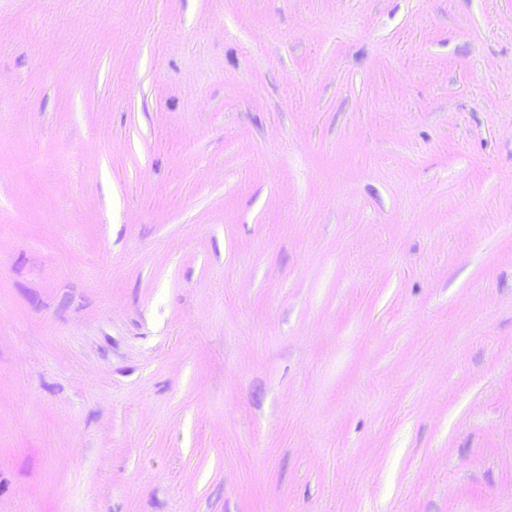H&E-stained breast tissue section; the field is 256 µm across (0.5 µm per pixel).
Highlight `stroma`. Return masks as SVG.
Returning a JSON list of instances; mask_svg holds the SVG:
<instances>
[{"label":"stroma","instance_id":"obj_1","mask_svg":"<svg viewBox=\"0 0 512 512\" xmlns=\"http://www.w3.org/2000/svg\"><path fill=\"white\" fill-rule=\"evenodd\" d=\"M0 512H512V0H0Z\"/></svg>","mask_w":512,"mask_h":512}]
</instances>
